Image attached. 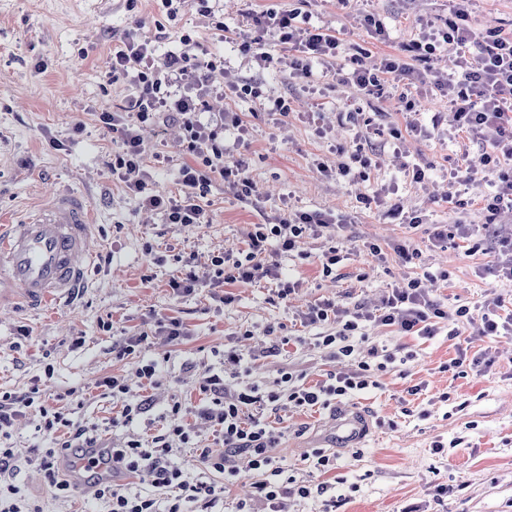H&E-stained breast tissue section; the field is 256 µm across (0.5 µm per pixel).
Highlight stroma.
<instances>
[{"label": "stroma", "mask_w": 512, "mask_h": 512, "mask_svg": "<svg viewBox=\"0 0 512 512\" xmlns=\"http://www.w3.org/2000/svg\"><path fill=\"white\" fill-rule=\"evenodd\" d=\"M290 0H214L213 12H198L194 0H182L168 18L157 0H140L128 10L126 0H0V222L17 221L38 212L55 194L72 191L89 203L96 235L94 271L86 288L71 303L41 311L16 300L0 305V391L23 392L39 382L47 398L63 395L64 403L95 427L109 443H121L129 430L112 424L123 404L152 399L151 415L135 429L143 437L161 433L162 412L179 401L198 404L199 383L208 369L219 367L224 349L236 348L249 360L246 371L231 377L234 386L271 384L281 372L303 376L306 384L328 374L356 368L353 358L337 360L317 346V328L301 326L299 314L323 299L343 309L371 312L381 307L390 288L429 272L433 300L448 311L466 307L458 318L459 334L447 329L420 339L392 328L360 322L358 335L396 355V362L374 371L375 387L354 395L369 419L370 431L356 448L335 449V467L324 472L310 458L330 420L326 409L266 413L281 432L275 453L296 481L326 484L340 500L337 512H403L412 504L425 512H512V335L481 333V315L492 299L512 310V284L487 275L498 254V239L512 234V213L488 223L482 199L492 191L493 174L484 170L486 145L457 133L454 112L438 90L412 86L423 130L405 131L399 89L354 98L335 76L305 81L289 78L282 64L258 68L237 44L225 42L213 28L222 19L232 28L245 13L269 7L287 8ZM303 12L313 24L342 32L335 60L346 66L353 45L372 55L417 36L421 21L441 26L448 0H306ZM375 12L389 32L388 44L373 39L356 20L361 11ZM475 33L512 29V0H475L471 13ZM170 34L159 53L181 50L182 35H191L200 51L223 58L240 82L258 83L264 95L285 97L288 116L259 115V103L232 90L209 100L213 112L238 113L249 126L244 143L236 131L224 134L235 157L244 159L255 185L258 205L238 200L214 180L201 198L208 221L168 224L161 214L141 209L137 198L113 179L108 163L119 148L117 134L98 121L105 109L124 105L129 79H105L118 37L132 29L143 42H154L157 25ZM43 71H36V64ZM401 129L400 140L387 145L384 133ZM145 156L151 159L154 193L181 191L185 160L182 132L147 126L141 131ZM62 149H54V142ZM372 160L368 178L350 182L324 176L318 164L336 166L355 152ZM165 162L155 163V154ZM467 156L478 171L461 189L462 205L442 200L449 161ZM431 164L429 179L412 182L408 171ZM371 204H364V197ZM424 214L425 224L410 227L392 216L393 204ZM321 210L338 220L328 234L306 237L301 255L287 256L269 248L283 276L298 280L288 301L275 299L269 284L242 283L210 287L213 256L243 249L242 232L250 224H270L287 212ZM471 226L472 254L454 243H434L435 228ZM411 242L421 252L412 262L395 255L373 257L369 244L388 247ZM337 247L342 260L323 275L320 258ZM193 259L202 289L187 296L173 294L169 282ZM232 294L223 304L219 297ZM176 317L188 334L180 343L153 335L145 351L162 364L158 385L142 387L136 377L137 357L118 361L112 349L125 337L151 332L155 319ZM282 328L294 344L271 356L267 328ZM485 354L488 366L475 371L449 369L459 349ZM125 378L129 391L115 401L100 398L96 382L105 376ZM419 394H410L412 386ZM442 451H434V441ZM36 497L46 512H91L83 487L64 499L48 498L36 464L21 459L13 479ZM447 486L437 495L438 486Z\"/></svg>", "instance_id": "1"}]
</instances>
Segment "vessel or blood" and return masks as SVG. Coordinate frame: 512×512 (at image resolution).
Wrapping results in <instances>:
<instances>
[{
    "instance_id": "1",
    "label": "vessel or blood",
    "mask_w": 512,
    "mask_h": 512,
    "mask_svg": "<svg viewBox=\"0 0 512 512\" xmlns=\"http://www.w3.org/2000/svg\"><path fill=\"white\" fill-rule=\"evenodd\" d=\"M93 234L89 206L74 193L58 194L36 216L9 225L0 236V302L17 294L39 309L71 299L89 280ZM367 434L364 415L348 404L336 409L323 441L349 446Z\"/></svg>"
}]
</instances>
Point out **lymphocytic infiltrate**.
<instances>
[{"mask_svg": "<svg viewBox=\"0 0 512 512\" xmlns=\"http://www.w3.org/2000/svg\"><path fill=\"white\" fill-rule=\"evenodd\" d=\"M471 6L472 0H450L442 27L422 32L402 44L398 53L380 55L374 67L365 65L368 50H358L350 56V69L341 81L357 94L368 96L382 90L386 83L399 84L410 78L447 96L455 110L458 131L488 142L492 148L485 161L498 168L499 174L494 192L486 196L482 207L494 215L512 210V34L491 29L482 39H475L470 25ZM300 15L296 8L268 9L251 15L256 31L252 40L241 43L242 52L252 54L258 66H270L274 57L265 46L268 38L273 37L291 54L287 63L291 77L309 79L318 70L331 72L340 39L328 28L300 25ZM473 43L479 47L475 55L469 51ZM443 49L452 59L455 76H444L430 65L432 57ZM223 70L224 62L217 57L186 51L157 53L138 42L132 31L126 32L112 49L109 81L125 77L132 80V92L124 105L98 114L103 127L120 135V149L110 163L112 175L127 192L139 196L142 207L160 213L166 223H205L206 214L198 199L207 194L216 174L239 199L252 196L253 187L242 161L230 155L223 139L224 131L230 128L236 129L239 136H246L247 125L238 113L208 111L207 98L216 90L215 76ZM147 122H176L185 131L189 160L180 169L182 195L163 197L147 191L150 174L139 134L140 125ZM335 223L332 214L313 210L295 212L276 224L251 225L245 233L243 255L212 257L216 281L231 284L272 280L276 283V297L288 299L296 284L280 278L277 264L267 260L268 240H275L282 251L290 253L297 250L304 237L321 235ZM466 314L463 307L452 314L435 304L420 280L414 278L392 290L377 321L406 335L429 338L437 334L440 323ZM300 318L304 325L324 327L321 344L332 348L334 357L353 355L354 347L348 339L358 329L362 313L351 314L335 302L323 300L309 306ZM243 362V356L235 351L225 352L223 369L209 373L199 385L200 403L186 406L177 401L166 409L164 433L147 443L131 434L121 445L109 448L111 481H101L95 473L97 460H89L91 500L103 505L104 512H185L189 503L210 512L219 501L213 475L223 476L229 484L244 473L258 474L255 497L267 512H283L282 505L291 494L302 498L326 496L327 485L313 488L294 483L271 453L279 432L262 416L249 413L248 408L255 405L277 411L291 406L335 407L351 394L369 387L370 364L359 362L354 372L330 375L314 386L305 385L299 377L285 372L265 387L231 389L224 382L223 370L228 366L240 368ZM30 411L38 414L39 431L52 436L55 445L29 449V458L38 463L52 498L68 497L71 482L65 474L67 464L75 462L83 449L95 447L98 439L92 429L74 418L69 408L47 405L35 385L19 394L0 392V439L10 438L16 418ZM194 419L210 423L221 436L224 450H202L200 459L209 477L191 482L184 479L181 467L173 459V445L190 442V422ZM141 471L152 477L150 490H134L126 483L127 476ZM326 507L328 512H334L335 500L327 498Z\"/></svg>", "mask_w": 512, "mask_h": 512, "instance_id": "f902f5d3", "label": "lymphocytic infiltrate"}]
</instances>
